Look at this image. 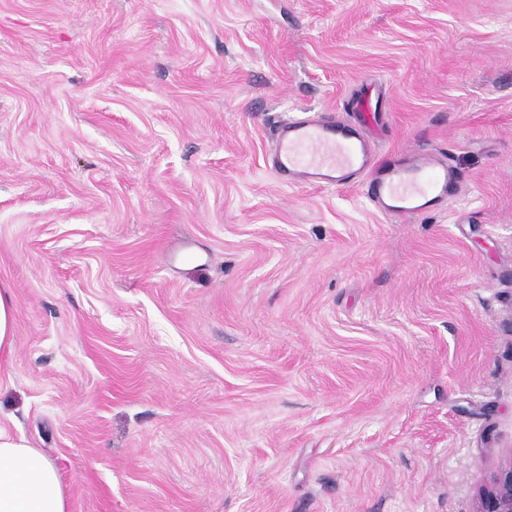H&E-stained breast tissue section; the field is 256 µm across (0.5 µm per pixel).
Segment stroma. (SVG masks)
<instances>
[{"mask_svg":"<svg viewBox=\"0 0 512 512\" xmlns=\"http://www.w3.org/2000/svg\"><path fill=\"white\" fill-rule=\"evenodd\" d=\"M466 186L283 184L267 120ZM0 426L70 512H476L512 463V0H0ZM16 322L8 288L0 289V364L8 363L14 353Z\"/></svg>","mask_w":512,"mask_h":512,"instance_id":"35a3bbf8","label":"stroma"}]
</instances>
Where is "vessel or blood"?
Returning <instances> with one entry per match:
<instances>
[{"mask_svg":"<svg viewBox=\"0 0 512 512\" xmlns=\"http://www.w3.org/2000/svg\"><path fill=\"white\" fill-rule=\"evenodd\" d=\"M272 127V168L279 178L334 189L358 185L378 212L399 224L455 199L460 175L429 151L385 161L357 126L323 117L277 119Z\"/></svg>","mask_w":512,"mask_h":512,"instance_id":"1","label":"vessel or blood"}]
</instances>
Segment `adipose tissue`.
<instances>
[{"mask_svg": "<svg viewBox=\"0 0 512 512\" xmlns=\"http://www.w3.org/2000/svg\"><path fill=\"white\" fill-rule=\"evenodd\" d=\"M0 512H69L55 464L0 429Z\"/></svg>", "mask_w": 512, "mask_h": 512, "instance_id": "adipose-tissue-1", "label": "adipose tissue"}]
</instances>
